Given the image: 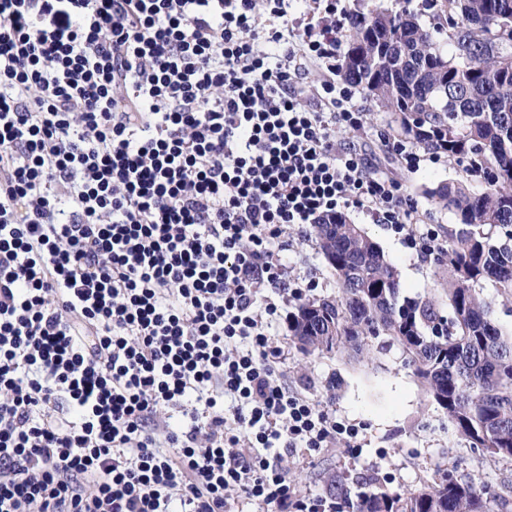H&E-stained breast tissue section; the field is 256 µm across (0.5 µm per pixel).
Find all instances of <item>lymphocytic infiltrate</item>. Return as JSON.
<instances>
[{
    "label": "lymphocytic infiltrate",
    "instance_id": "f902f5d3",
    "mask_svg": "<svg viewBox=\"0 0 512 512\" xmlns=\"http://www.w3.org/2000/svg\"><path fill=\"white\" fill-rule=\"evenodd\" d=\"M325 3L293 35L289 0H0V512H324L284 460L359 430L276 367L288 230L445 248L335 138Z\"/></svg>",
    "mask_w": 512,
    "mask_h": 512
}]
</instances>
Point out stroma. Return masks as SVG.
<instances>
[{
  "label": "stroma",
  "mask_w": 512,
  "mask_h": 512,
  "mask_svg": "<svg viewBox=\"0 0 512 512\" xmlns=\"http://www.w3.org/2000/svg\"><path fill=\"white\" fill-rule=\"evenodd\" d=\"M355 102L367 114L361 143L372 164L403 184L422 222L443 229L455 226L454 215L433 205L424 190L462 178L461 166L443 157L435 163L423 162L418 172H407L381 144L392 135L390 112L362 90ZM348 218L363 224L397 265L404 295L435 294L438 276L429 261L419 260L385 225L364 222L353 212ZM288 264L302 299L336 296V276L314 236L293 235ZM295 306V301L286 302L283 319L271 329L273 342L283 353L279 369L290 392L335 414L337 420L355 424L363 440L355 457L335 443L319 453L289 459V481L299 497L335 503L342 496L368 490L410 492L447 472L512 502V459L471 447L460 436L443 410L427 400L400 346L376 344L366 355L351 349L305 353L288 332L286 315Z\"/></svg>",
  "instance_id": "obj_1"
}]
</instances>
